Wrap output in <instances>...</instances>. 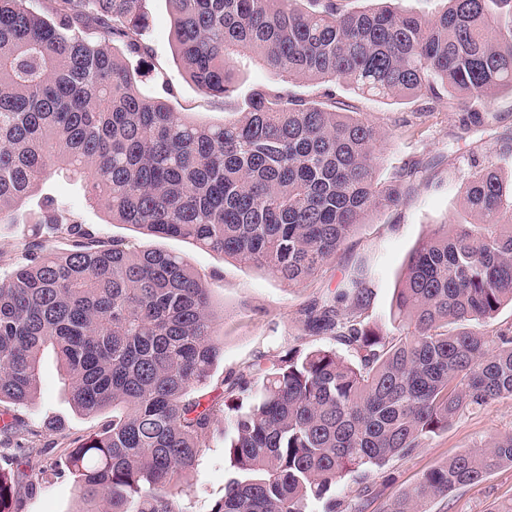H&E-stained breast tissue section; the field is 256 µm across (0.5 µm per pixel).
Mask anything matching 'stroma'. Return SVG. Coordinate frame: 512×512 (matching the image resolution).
I'll list each match as a JSON object with an SVG mask.
<instances>
[{"label":"stroma","mask_w":512,"mask_h":512,"mask_svg":"<svg viewBox=\"0 0 512 512\" xmlns=\"http://www.w3.org/2000/svg\"><path fill=\"white\" fill-rule=\"evenodd\" d=\"M145 40L152 50L149 65L162 79L145 80L143 86L164 96L172 110L190 122L220 124L233 120V109L220 97L204 95L185 75L175 54L173 21L168 0H147ZM337 101L353 106L380 131L378 177L386 179L400 168L423 164L426 178L409 177L410 195L402 206L370 215L344 248L307 284L291 287L262 270L238 264L223 255L199 248L180 238L148 236L129 224H107L100 212L89 209L81 191L65 175L50 177L52 193L66 209L102 236L122 238L142 249L160 248L180 254L204 277L216 312L224 356L211 379L219 387L224 373L251 363L257 356L275 360L295 346L301 308L320 295L338 289L354 265L367 264L374 274V298L370 319L383 331L392 332V310L404 277L409 254L442 224H451L462 213V190L472 162L500 164L512 171V155L504 156L503 138L512 136V94H499L487 104L489 119L484 127L461 135L457 132L459 109L436 103L426 124H411L419 102L399 104L336 89ZM16 413L38 435L32 444L41 448L46 472L33 470L13 448L0 447V468L12 471L19 481L20 512H79L73 476L53 473L51 462L70 443L97 431L110 421L111 413L77 414L60 383L57 363L46 356L38 391L29 406ZM51 420L62 421L59 429L48 428ZM512 430V398H503L453 422L448 430L429 439L405 459L390 460L385 470L393 481L384 483L366 512H389L394 499L416 483L431 468L457 452L484 444L490 436ZM224 448L215 444L183 480L186 493L180 499L184 512H212L224 494ZM429 512H512V467L493 471L482 482L445 497L431 500Z\"/></svg>","instance_id":"35a3bbf8"}]
</instances>
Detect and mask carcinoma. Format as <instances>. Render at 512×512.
Returning <instances> with one entry per match:
<instances>
[{
    "mask_svg": "<svg viewBox=\"0 0 512 512\" xmlns=\"http://www.w3.org/2000/svg\"><path fill=\"white\" fill-rule=\"evenodd\" d=\"M146 0H0V222L32 201L54 168L83 181L108 224L264 270L290 286L313 278L371 213L404 203L399 172L377 178L378 130L336 100L422 98L463 108L460 129L486 122L512 92V0H446L428 17L400 0L347 11L341 0H168L175 52L204 94L235 91V62L281 77L252 89L237 119L186 121L137 86ZM305 80L320 92L304 98ZM46 193L25 223L36 233L0 277V403L26 406L42 359L56 355L65 391L112 423L75 441L56 465L76 483L79 512H183L179 483L216 440L229 473L213 512H364L374 471L492 401L512 397V176L472 171L465 218L441 224L410 254L393 321L370 320L364 269L300 314L299 344L267 366L225 372L209 288L180 255L108 239L57 213ZM310 337L328 345L308 349ZM343 347L352 359L340 355ZM512 466V432L465 449L402 491L391 512ZM358 473L351 505L333 489ZM0 469V512H17Z\"/></svg>",
    "mask_w": 512,
    "mask_h": 512,
    "instance_id": "cac0c4a2",
    "label": "carcinoma"
}]
</instances>
